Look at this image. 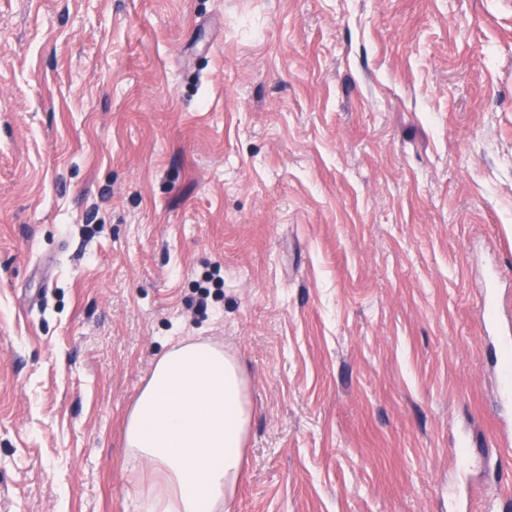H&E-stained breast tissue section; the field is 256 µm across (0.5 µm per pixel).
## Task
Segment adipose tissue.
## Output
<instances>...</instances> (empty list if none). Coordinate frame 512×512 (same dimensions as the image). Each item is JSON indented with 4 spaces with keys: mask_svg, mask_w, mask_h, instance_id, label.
Returning a JSON list of instances; mask_svg holds the SVG:
<instances>
[{
    "mask_svg": "<svg viewBox=\"0 0 512 512\" xmlns=\"http://www.w3.org/2000/svg\"><path fill=\"white\" fill-rule=\"evenodd\" d=\"M235 358L182 340L155 363L125 421L134 466L162 476L145 512H227L243 463L251 411Z\"/></svg>",
    "mask_w": 512,
    "mask_h": 512,
    "instance_id": "obj_1",
    "label": "adipose tissue"
}]
</instances>
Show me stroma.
Masks as SVG:
<instances>
[{
    "instance_id": "1",
    "label": "stroma",
    "mask_w": 512,
    "mask_h": 512,
    "mask_svg": "<svg viewBox=\"0 0 512 512\" xmlns=\"http://www.w3.org/2000/svg\"><path fill=\"white\" fill-rule=\"evenodd\" d=\"M512 0H0V512H143L127 412L234 356L230 512H501Z\"/></svg>"
}]
</instances>
